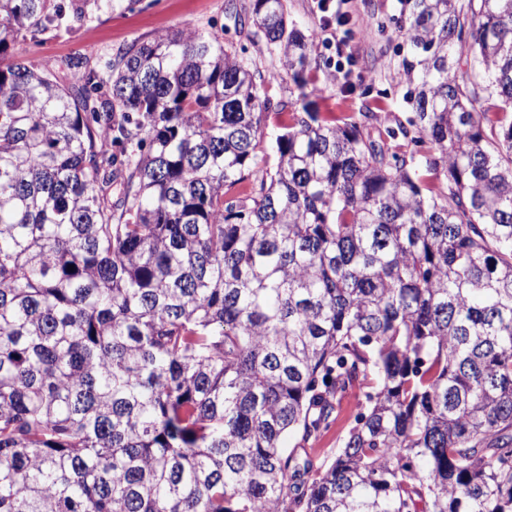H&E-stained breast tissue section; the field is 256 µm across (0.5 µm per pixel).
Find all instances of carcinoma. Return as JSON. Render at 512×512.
Listing matches in <instances>:
<instances>
[{
    "mask_svg": "<svg viewBox=\"0 0 512 512\" xmlns=\"http://www.w3.org/2000/svg\"><path fill=\"white\" fill-rule=\"evenodd\" d=\"M117 6L0 0V60ZM397 30L386 134L437 191L373 113L321 119L288 0H253L266 74L190 27L73 82L0 63V512H512V0ZM391 152H397L399 154H407L409 155L412 152H415V158L416 162L418 163V169L420 171V174L423 176H426V170H425V157L429 154V144L426 143L423 146H415L412 142H410L409 139H404L401 136H399L397 139H389L387 140L386 145ZM418 151V152H416ZM359 400L360 396L357 391L347 394L342 399L337 413L334 414L333 417L335 420L329 430L324 432L316 442L306 445L305 450L307 454H309L317 464H320L324 460L326 454L332 448H338L339 440L345 435L353 419L352 415L356 411Z\"/></svg>",
    "mask_w": 512,
    "mask_h": 512,
    "instance_id": "carcinoma-1",
    "label": "carcinoma"
}]
</instances>
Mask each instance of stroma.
<instances>
[{
    "label": "stroma",
    "mask_w": 512,
    "mask_h": 512,
    "mask_svg": "<svg viewBox=\"0 0 512 512\" xmlns=\"http://www.w3.org/2000/svg\"><path fill=\"white\" fill-rule=\"evenodd\" d=\"M252 0H139L133 9H115L85 22L72 37L58 36L41 42L18 40L10 49L11 60L35 63L40 53H48L56 71L67 73L69 61L86 54L92 67L118 49L136 41H148L168 30L191 27L206 31L223 28L226 40L248 47V54L260 66L273 63L265 44H248L245 34L237 32L236 17H248ZM399 0H347L348 21L341 29L325 28L317 0H288L289 18L300 28L319 27L314 54L324 64L320 75L325 90L317 100V110L326 121H356L361 112H374L378 128L392 127L405 120L411 109L405 101L409 85L399 62L406 51L396 33L395 19ZM344 38L353 48L350 68L354 89L341 92L344 82L336 70V40ZM358 393L347 394L334 415L328 431L305 450L315 461L338 446L356 411Z\"/></svg>",
    "instance_id": "obj_1"
}]
</instances>
